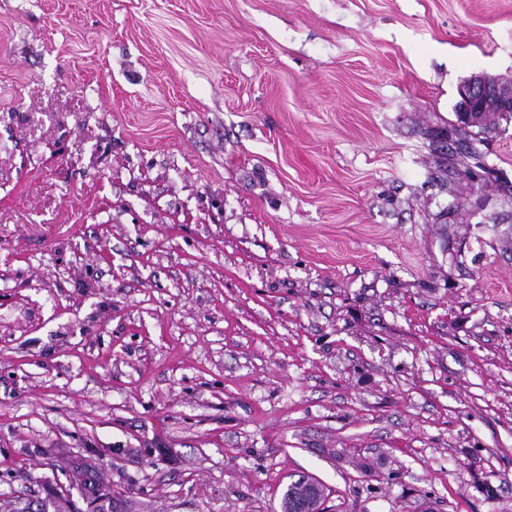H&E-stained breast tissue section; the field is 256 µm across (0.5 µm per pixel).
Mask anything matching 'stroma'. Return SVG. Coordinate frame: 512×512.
<instances>
[{
  "instance_id": "obj_1",
  "label": "stroma",
  "mask_w": 512,
  "mask_h": 512,
  "mask_svg": "<svg viewBox=\"0 0 512 512\" xmlns=\"http://www.w3.org/2000/svg\"><path fill=\"white\" fill-rule=\"evenodd\" d=\"M477 73L512 81V0H0V495L512 512ZM457 92L460 97L456 106L460 132L472 133L486 112L512 114V81L504 82L492 75L478 74L464 80ZM314 486H318L322 492L323 503L326 501L328 494L327 487L319 480L309 477L301 476L295 481L288 483L287 492L282 495L281 511L282 512H303L305 504L308 501L310 491Z\"/></svg>"
}]
</instances>
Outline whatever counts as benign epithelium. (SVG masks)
I'll return each instance as SVG.
<instances>
[{
  "label": "benign epithelium",
  "mask_w": 512,
  "mask_h": 512,
  "mask_svg": "<svg viewBox=\"0 0 512 512\" xmlns=\"http://www.w3.org/2000/svg\"><path fill=\"white\" fill-rule=\"evenodd\" d=\"M459 102L456 106L458 128L472 132L487 112L512 114V81L478 74L464 80L458 87Z\"/></svg>",
  "instance_id": "obj_1"
}]
</instances>
